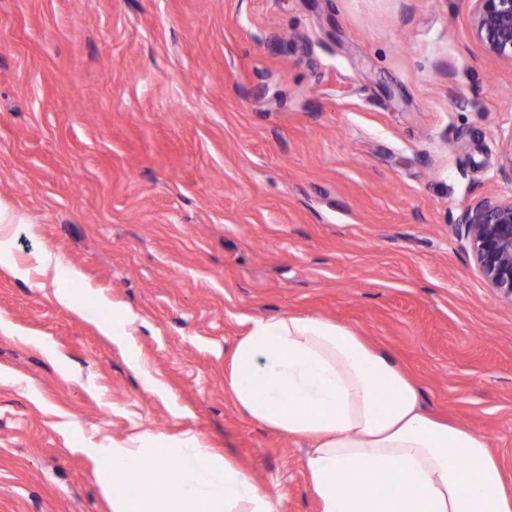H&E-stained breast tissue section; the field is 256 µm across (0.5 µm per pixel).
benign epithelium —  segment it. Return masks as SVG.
Wrapping results in <instances>:
<instances>
[{"label": "benign epithelium", "instance_id": "benign-epithelium-1", "mask_svg": "<svg viewBox=\"0 0 512 512\" xmlns=\"http://www.w3.org/2000/svg\"><path fill=\"white\" fill-rule=\"evenodd\" d=\"M471 26L483 52L512 64V0H472ZM500 174L512 181V132L500 147ZM474 263L488 287L512 302V197H484L461 214Z\"/></svg>", "mask_w": 512, "mask_h": 512}]
</instances>
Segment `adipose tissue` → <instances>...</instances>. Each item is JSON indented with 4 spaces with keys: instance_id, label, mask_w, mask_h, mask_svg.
I'll return each instance as SVG.
<instances>
[{
    "instance_id": "adipose-tissue-1",
    "label": "adipose tissue",
    "mask_w": 512,
    "mask_h": 512,
    "mask_svg": "<svg viewBox=\"0 0 512 512\" xmlns=\"http://www.w3.org/2000/svg\"><path fill=\"white\" fill-rule=\"evenodd\" d=\"M227 387L247 417L308 442L320 512H512L486 438L425 414L410 376L348 326L254 321L233 347ZM92 454L112 512H280L195 433H137Z\"/></svg>"
}]
</instances>
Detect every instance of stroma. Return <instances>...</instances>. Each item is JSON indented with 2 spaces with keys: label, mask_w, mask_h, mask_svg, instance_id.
I'll return each instance as SVG.
<instances>
[{
  "label": "stroma",
  "mask_w": 512,
  "mask_h": 512,
  "mask_svg": "<svg viewBox=\"0 0 512 512\" xmlns=\"http://www.w3.org/2000/svg\"><path fill=\"white\" fill-rule=\"evenodd\" d=\"M472 7L0 0V201L29 269L0 266V512H111L89 451L142 430L200 434L282 512H319L307 444L226 390L236 340L281 315L387 351L512 494V302L457 226L512 195V64Z\"/></svg>",
  "instance_id": "1"
}]
</instances>
